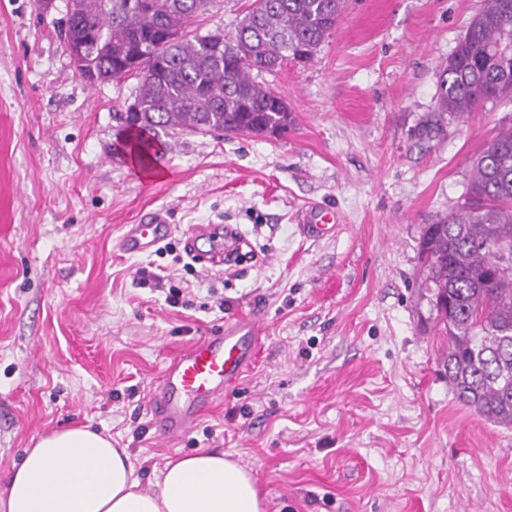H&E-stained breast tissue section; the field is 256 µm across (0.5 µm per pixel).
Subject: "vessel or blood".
Instances as JSON below:
<instances>
[{
    "label": "vessel or blood",
    "instance_id": "b4317fda",
    "mask_svg": "<svg viewBox=\"0 0 512 512\" xmlns=\"http://www.w3.org/2000/svg\"><path fill=\"white\" fill-rule=\"evenodd\" d=\"M305 238L320 240L337 228L335 213L318 208L298 216ZM171 233L166 211L154 210L138 224H129L121 250L138 256L150 253ZM191 255L202 270L223 267L225 259L241 251L243 241L231 226L194 224L186 232ZM262 319L253 314L225 325L223 332L201 337L164 368L158 385L148 395V408L157 432L176 440L188 434L198 417L224 397V389L240 380L250 366Z\"/></svg>",
    "mask_w": 512,
    "mask_h": 512
}]
</instances>
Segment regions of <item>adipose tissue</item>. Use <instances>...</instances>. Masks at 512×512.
<instances>
[{
    "instance_id": "obj_1",
    "label": "adipose tissue",
    "mask_w": 512,
    "mask_h": 512,
    "mask_svg": "<svg viewBox=\"0 0 512 512\" xmlns=\"http://www.w3.org/2000/svg\"><path fill=\"white\" fill-rule=\"evenodd\" d=\"M0 512H265L237 461L208 452L167 461L143 489L130 452L86 427L50 432L25 449L0 492Z\"/></svg>"
}]
</instances>
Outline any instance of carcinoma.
<instances>
[{"instance_id": "cac0c4a2", "label": "carcinoma", "mask_w": 512, "mask_h": 512, "mask_svg": "<svg viewBox=\"0 0 512 512\" xmlns=\"http://www.w3.org/2000/svg\"><path fill=\"white\" fill-rule=\"evenodd\" d=\"M215 0H95L68 13L65 39L98 28L89 64L101 81L120 79L117 49H144L138 111L121 117L123 145L144 162L166 150L161 130L280 136L288 105L252 77L286 60L308 61L336 29L345 0H253L235 39L187 40L183 26ZM512 97V0H483L445 65L439 106L457 118ZM419 258L448 337L443 366L459 402L512 425V125L473 166L465 204L423 231Z\"/></svg>"}]
</instances>
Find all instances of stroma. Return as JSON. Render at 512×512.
Masks as SVG:
<instances>
[{"label":"stroma","mask_w":512,"mask_h":512,"mask_svg":"<svg viewBox=\"0 0 512 512\" xmlns=\"http://www.w3.org/2000/svg\"><path fill=\"white\" fill-rule=\"evenodd\" d=\"M251 2L214 0L185 37L234 39ZM481 3L348 0L311 61L255 76L292 111L287 134L172 130L144 170L120 144L138 78L79 76L69 0L46 14L0 0V491L33 438L88 425L147 488L204 451L249 469L265 512H512V426L457 400L418 259L424 226L463 204L474 159L512 122V99L438 109ZM311 205L336 212L333 237H302ZM158 209L168 250L124 254L125 225ZM191 224L233 225L249 256L184 271ZM253 312L266 330L242 379L189 434L160 438L146 400L166 362Z\"/></svg>","instance_id":"stroma-1"}]
</instances>
